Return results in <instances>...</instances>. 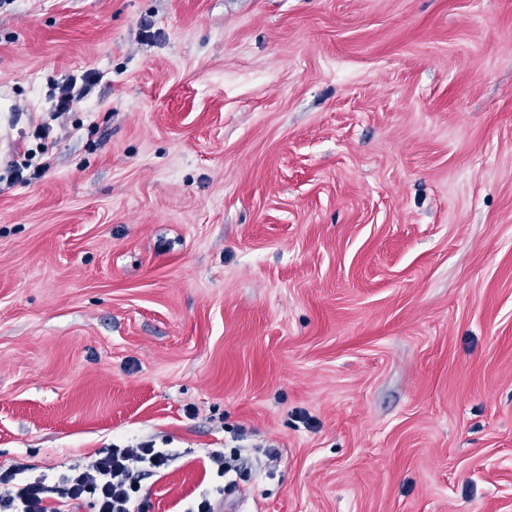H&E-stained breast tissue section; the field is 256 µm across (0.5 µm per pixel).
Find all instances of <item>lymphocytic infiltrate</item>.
<instances>
[{
  "mask_svg": "<svg viewBox=\"0 0 512 512\" xmlns=\"http://www.w3.org/2000/svg\"><path fill=\"white\" fill-rule=\"evenodd\" d=\"M176 458L154 441L131 442L84 456L50 483L25 479V465L13 464L0 470V512H63L84 505L90 512H147L141 482Z\"/></svg>",
  "mask_w": 512,
  "mask_h": 512,
  "instance_id": "lymphocytic-infiltrate-1",
  "label": "lymphocytic infiltrate"
}]
</instances>
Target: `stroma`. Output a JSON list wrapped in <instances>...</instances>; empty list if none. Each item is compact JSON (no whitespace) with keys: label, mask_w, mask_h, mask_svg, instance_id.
<instances>
[{"label":"stroma","mask_w":512,"mask_h":512,"mask_svg":"<svg viewBox=\"0 0 512 512\" xmlns=\"http://www.w3.org/2000/svg\"><path fill=\"white\" fill-rule=\"evenodd\" d=\"M144 438L151 512H512V0L0 5V466ZM95 82V76L92 73L87 74L82 85L76 89L75 83L65 84L58 88L52 98V109L50 112L53 116L64 114L72 110L74 105L80 103L88 96L90 86Z\"/></svg>","instance_id":"obj_1"}]
</instances>
